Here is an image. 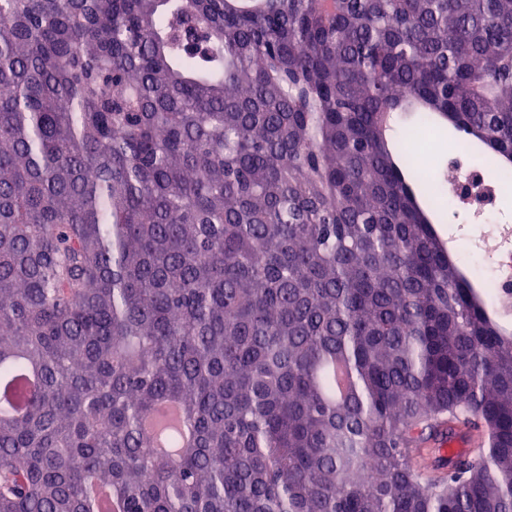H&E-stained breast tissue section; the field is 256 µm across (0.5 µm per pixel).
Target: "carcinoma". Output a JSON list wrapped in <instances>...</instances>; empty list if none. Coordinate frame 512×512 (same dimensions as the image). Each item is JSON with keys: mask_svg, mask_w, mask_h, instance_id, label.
I'll use <instances>...</instances> for the list:
<instances>
[{"mask_svg": "<svg viewBox=\"0 0 512 512\" xmlns=\"http://www.w3.org/2000/svg\"><path fill=\"white\" fill-rule=\"evenodd\" d=\"M397 112L512 169V0H0V512H512Z\"/></svg>", "mask_w": 512, "mask_h": 512, "instance_id": "carcinoma-1", "label": "carcinoma"}]
</instances>
